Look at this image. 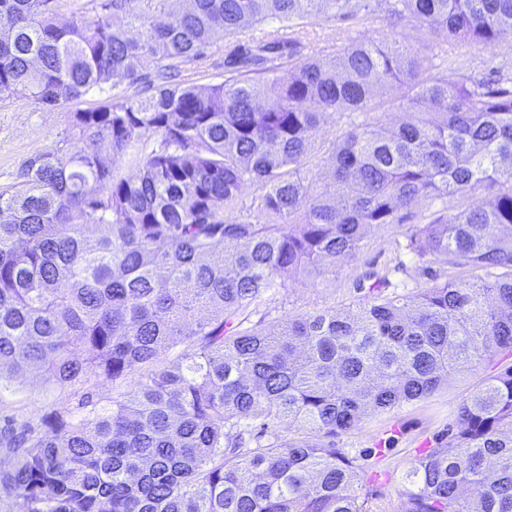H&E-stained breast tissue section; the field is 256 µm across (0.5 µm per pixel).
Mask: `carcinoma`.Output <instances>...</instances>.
Segmentation results:
<instances>
[{
  "instance_id": "1",
  "label": "carcinoma",
  "mask_w": 512,
  "mask_h": 512,
  "mask_svg": "<svg viewBox=\"0 0 512 512\" xmlns=\"http://www.w3.org/2000/svg\"><path fill=\"white\" fill-rule=\"evenodd\" d=\"M381 2L444 40L512 35V0ZM99 9L60 24L56 0H0V94L53 107L131 89L67 113L64 137L0 187V388L36 370L60 392L148 372L110 406L4 419L0 512H370L336 436L512 353V84L430 73L418 51L370 39L305 57L299 34L274 30L200 91L174 79L216 34L362 22L371 4ZM395 84L410 92L398 124L320 138L326 114L373 111ZM145 131L156 146L133 173L102 162ZM402 226L407 253L470 276L248 324L263 293L334 273L370 229ZM170 348L181 362L164 365ZM403 495L405 512H512V366L458 406L448 447L416 459Z\"/></svg>"
}]
</instances>
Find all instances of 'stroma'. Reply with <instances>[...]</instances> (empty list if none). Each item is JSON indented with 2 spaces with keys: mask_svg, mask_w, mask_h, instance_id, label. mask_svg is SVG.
Segmentation results:
<instances>
[{
  "mask_svg": "<svg viewBox=\"0 0 512 512\" xmlns=\"http://www.w3.org/2000/svg\"><path fill=\"white\" fill-rule=\"evenodd\" d=\"M307 31L306 52L318 58L329 57L337 48L373 37L417 50L424 68L430 71L451 67L473 80L512 76V35L492 44L446 42L411 24H393L386 10L380 8L374 9L360 25L336 18L313 23ZM235 44V37L217 36L206 59L182 67L181 82L199 88L223 82L228 75L224 59ZM406 96V88L395 87L389 90L384 107L376 112L326 116L324 139L340 134L353 122L386 125L398 122ZM102 100V93L92 92L51 108L28 99L0 96V186L15 183L22 163L62 135L67 113L94 108ZM403 240L399 228L372 230L362 252L335 273L305 286L274 288L262 294L256 304V318L275 328L291 316L324 309L358 308L374 297L372 289L359 285L369 272L385 280V292L389 295L430 286L431 281L422 274L418 262L401 251L399 244ZM509 366H512V355L480 362L450 379L432 397L365 418L354 430L337 437V447L357 458L363 467V491L372 512H403L404 478L419 454L423 449L447 443L448 425L459 404L480 389L486 378ZM77 402L76 396L53 391L40 375L32 373L0 392V413L20 422L35 423L50 407L62 403L72 408Z\"/></svg>",
  "mask_w": 512,
  "mask_h": 512,
  "instance_id": "obj_1",
  "label": "stroma"
}]
</instances>
